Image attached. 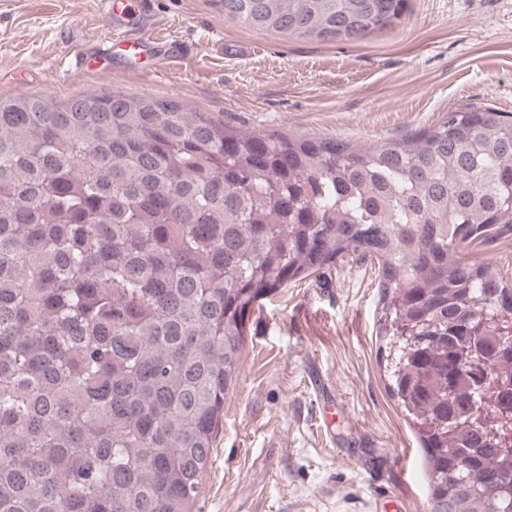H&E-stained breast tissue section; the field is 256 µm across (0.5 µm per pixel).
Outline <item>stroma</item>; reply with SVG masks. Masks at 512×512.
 Instances as JSON below:
<instances>
[{"instance_id":"obj_1","label":"stroma","mask_w":512,"mask_h":512,"mask_svg":"<svg viewBox=\"0 0 512 512\" xmlns=\"http://www.w3.org/2000/svg\"><path fill=\"white\" fill-rule=\"evenodd\" d=\"M151 2L182 43L180 62L158 71L116 45L66 79L47 67L66 44L112 36L102 0H0V95L119 89L232 126L364 144L468 104L512 113V0H410L402 24L333 43L242 27L214 0ZM379 315L374 265L353 254L264 300L192 512H428Z\"/></svg>"}]
</instances>
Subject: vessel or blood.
Returning a JSON list of instances; mask_svg holds the SVG:
<instances>
[{
  "instance_id": "1",
  "label": "vessel or blood",
  "mask_w": 512,
  "mask_h": 512,
  "mask_svg": "<svg viewBox=\"0 0 512 512\" xmlns=\"http://www.w3.org/2000/svg\"><path fill=\"white\" fill-rule=\"evenodd\" d=\"M105 7L114 17L113 42L132 52L151 54L162 67L179 58L177 41L165 35L155 22L128 23L129 15L147 14L146 0H106Z\"/></svg>"
}]
</instances>
